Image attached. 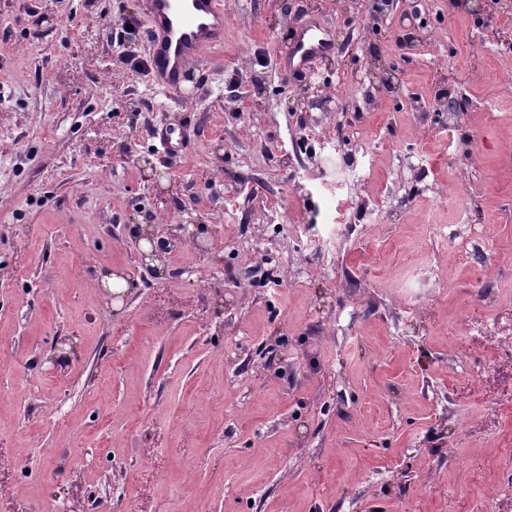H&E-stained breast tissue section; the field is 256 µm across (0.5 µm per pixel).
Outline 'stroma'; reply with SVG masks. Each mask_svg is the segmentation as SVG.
I'll return each mask as SVG.
<instances>
[{
	"label": "stroma",
	"mask_w": 512,
	"mask_h": 512,
	"mask_svg": "<svg viewBox=\"0 0 512 512\" xmlns=\"http://www.w3.org/2000/svg\"><path fill=\"white\" fill-rule=\"evenodd\" d=\"M145 53L140 0H0V512H512V0H224L171 91ZM294 35L289 43L288 57L281 68L283 76L309 77L320 60L330 55L333 44L327 31L310 21L298 19L293 25ZM155 137L158 139L163 152L174 156L183 154L192 140V134L189 130L179 129L176 132L168 126L158 128Z\"/></svg>",
	"instance_id": "1"
}]
</instances>
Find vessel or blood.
Instances as JSON below:
<instances>
[{"label":"vessel or blood","mask_w":512,"mask_h":512,"mask_svg":"<svg viewBox=\"0 0 512 512\" xmlns=\"http://www.w3.org/2000/svg\"><path fill=\"white\" fill-rule=\"evenodd\" d=\"M147 25V56L154 83L169 89L180 85L190 68L203 65L206 52L224 41L223 0H142ZM281 64L284 76L309 77L318 62L330 55L333 44L327 31L299 19ZM163 152L178 156L192 140L189 130L158 128Z\"/></svg>","instance_id":"vessel-or-blood-1"}]
</instances>
